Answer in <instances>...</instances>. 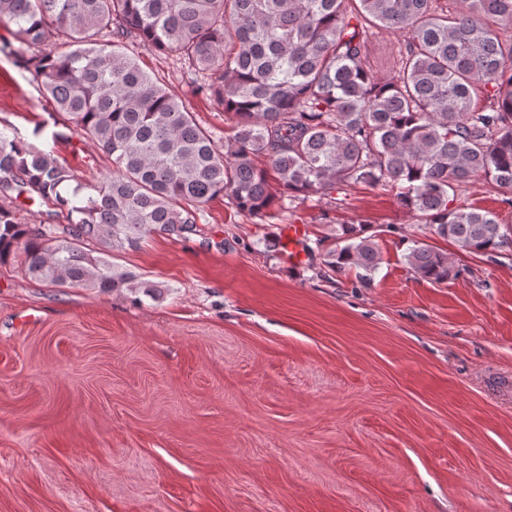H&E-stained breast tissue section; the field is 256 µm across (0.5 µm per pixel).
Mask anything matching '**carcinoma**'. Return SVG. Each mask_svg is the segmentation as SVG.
I'll return each mask as SVG.
<instances>
[{"mask_svg": "<svg viewBox=\"0 0 512 512\" xmlns=\"http://www.w3.org/2000/svg\"><path fill=\"white\" fill-rule=\"evenodd\" d=\"M435 2L0 0L40 91L112 159L85 194L71 168L0 130V200L54 206L34 227L0 206V259L21 242L33 279L156 299L164 286L137 280L113 252L154 230L196 234L200 207L219 195L264 216L271 172L291 201L388 188L467 252L511 244L493 213L456 202V190L481 177L512 194V37L500 36L512 30V0H463L451 13ZM371 27L405 37L391 76L370 68ZM48 28L67 50L42 47ZM136 45L179 57L233 116V135L221 142L202 128L129 54ZM325 239L321 277L356 268L371 281L380 255L365 225L339 224ZM405 260L421 280L460 274L424 242Z\"/></svg>", "mask_w": 512, "mask_h": 512, "instance_id": "1", "label": "carcinoma"}]
</instances>
